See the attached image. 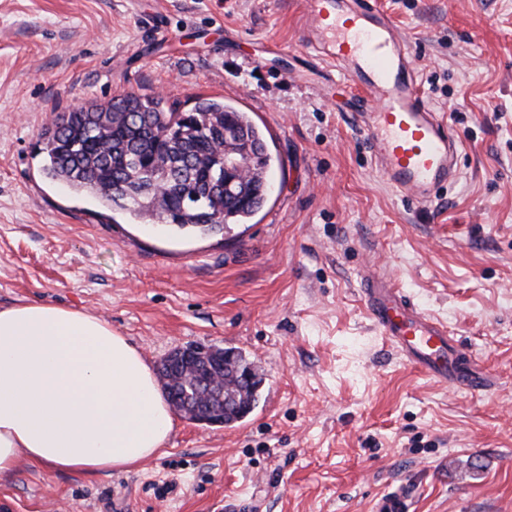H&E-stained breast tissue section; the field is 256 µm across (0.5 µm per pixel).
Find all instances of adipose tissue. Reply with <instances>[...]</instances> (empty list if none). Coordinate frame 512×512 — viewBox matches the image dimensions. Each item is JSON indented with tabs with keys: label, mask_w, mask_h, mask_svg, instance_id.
<instances>
[{
	"label": "adipose tissue",
	"mask_w": 512,
	"mask_h": 512,
	"mask_svg": "<svg viewBox=\"0 0 512 512\" xmlns=\"http://www.w3.org/2000/svg\"><path fill=\"white\" fill-rule=\"evenodd\" d=\"M172 427L145 357L107 322L47 303L0 308V480L22 460L125 470L160 453Z\"/></svg>",
	"instance_id": "obj_1"
}]
</instances>
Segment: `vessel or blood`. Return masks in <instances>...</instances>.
<instances>
[{
	"label": "vessel or blood",
	"mask_w": 512,
	"mask_h": 512,
	"mask_svg": "<svg viewBox=\"0 0 512 512\" xmlns=\"http://www.w3.org/2000/svg\"><path fill=\"white\" fill-rule=\"evenodd\" d=\"M301 46L340 81L366 88L372 104L359 116L379 171L396 193L430 203L454 174L459 143L422 91L392 16L377 0H303ZM364 298L374 326L412 365L459 376L444 323L385 278L367 281ZM375 512H410V500L395 490L377 500Z\"/></svg>",
	"instance_id": "1"
}]
</instances>
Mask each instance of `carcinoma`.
Returning <instances> with one entry per match:
<instances>
[{
  "instance_id": "obj_1",
  "label": "carcinoma",
  "mask_w": 512,
  "mask_h": 512,
  "mask_svg": "<svg viewBox=\"0 0 512 512\" xmlns=\"http://www.w3.org/2000/svg\"><path fill=\"white\" fill-rule=\"evenodd\" d=\"M125 101L136 104L145 124L112 111L111 103L71 113L67 127L46 128V176L134 217L203 235L246 224L264 206L274 159L249 113L210 98L188 109L133 92L120 99ZM239 136L248 161L246 192L226 197L224 139ZM179 184L183 196L173 192Z\"/></svg>"
}]
</instances>
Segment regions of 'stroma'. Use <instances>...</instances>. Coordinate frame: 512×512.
Masks as SVG:
<instances>
[{"label":"stroma","mask_w":512,"mask_h":512,"mask_svg":"<svg viewBox=\"0 0 512 512\" xmlns=\"http://www.w3.org/2000/svg\"><path fill=\"white\" fill-rule=\"evenodd\" d=\"M460 137L426 207L371 159L352 87L299 45L300 0H0V307L95 314L150 366L189 345L264 378L229 426L84 476L21 462L0 512H512V0H380ZM133 92L219 98L266 128L272 192L226 235L171 236L49 180L44 129ZM383 274L448 327L481 391L414 369L369 320ZM375 512H410V500L399 489L379 498L375 503Z\"/></svg>","instance_id":"obj_1"}]
</instances>
